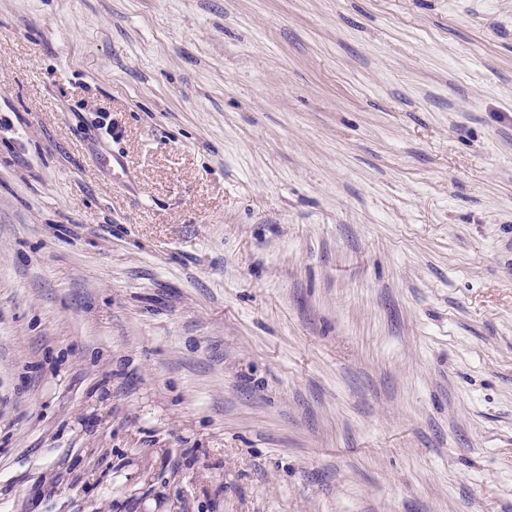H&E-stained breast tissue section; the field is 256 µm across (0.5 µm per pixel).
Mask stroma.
<instances>
[{
  "mask_svg": "<svg viewBox=\"0 0 512 512\" xmlns=\"http://www.w3.org/2000/svg\"><path fill=\"white\" fill-rule=\"evenodd\" d=\"M0 512H512V0H0Z\"/></svg>",
  "mask_w": 512,
  "mask_h": 512,
  "instance_id": "obj_1",
  "label": "stroma"
}]
</instances>
